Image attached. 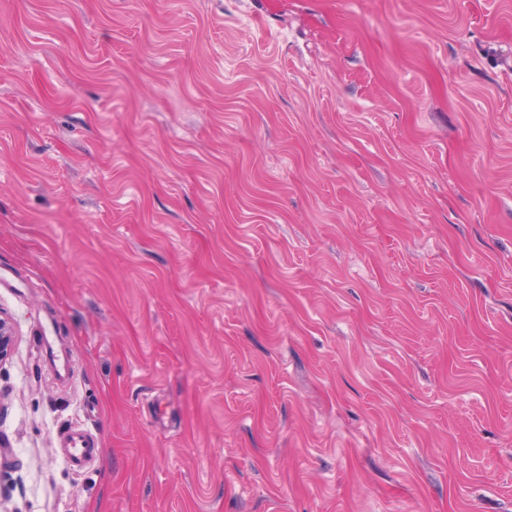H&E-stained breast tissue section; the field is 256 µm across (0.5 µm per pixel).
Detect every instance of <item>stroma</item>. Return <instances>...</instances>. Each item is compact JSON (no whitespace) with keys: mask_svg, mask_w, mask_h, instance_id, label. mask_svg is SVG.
<instances>
[{"mask_svg":"<svg viewBox=\"0 0 512 512\" xmlns=\"http://www.w3.org/2000/svg\"><path fill=\"white\" fill-rule=\"evenodd\" d=\"M0 318V512H512V0H0ZM61 449L65 457L77 467L84 466L97 455V445L92 434L80 426L68 431Z\"/></svg>","mask_w":512,"mask_h":512,"instance_id":"obj_1","label":"stroma"}]
</instances>
